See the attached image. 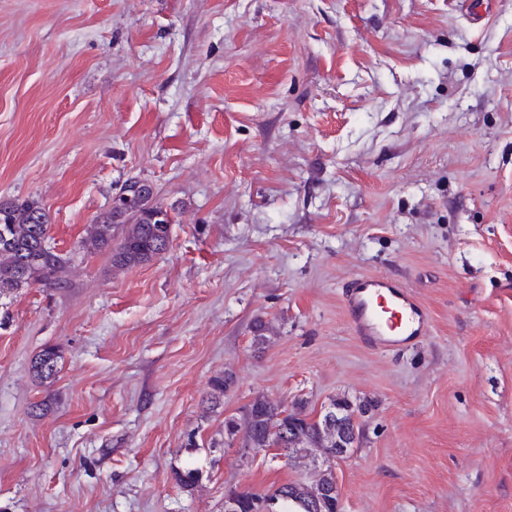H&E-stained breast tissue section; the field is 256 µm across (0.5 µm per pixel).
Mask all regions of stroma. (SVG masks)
I'll use <instances>...</instances> for the list:
<instances>
[{"label":"stroma","instance_id":"35a3bbf8","mask_svg":"<svg viewBox=\"0 0 512 512\" xmlns=\"http://www.w3.org/2000/svg\"><path fill=\"white\" fill-rule=\"evenodd\" d=\"M130 177L171 245L120 270L81 240ZM14 198L69 285L0 296V512H224L297 480L223 443L260 394L365 405L340 512H512V0L482 25L460 0H0ZM356 274L412 289L429 335L360 342Z\"/></svg>","mask_w":512,"mask_h":512}]
</instances>
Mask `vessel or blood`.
Here are the masks:
<instances>
[{"instance_id": "1", "label": "vessel or blood", "mask_w": 512, "mask_h": 512, "mask_svg": "<svg viewBox=\"0 0 512 512\" xmlns=\"http://www.w3.org/2000/svg\"><path fill=\"white\" fill-rule=\"evenodd\" d=\"M352 333L376 349H402L428 335L431 317L411 289L387 275L352 278L342 292Z\"/></svg>"}]
</instances>
